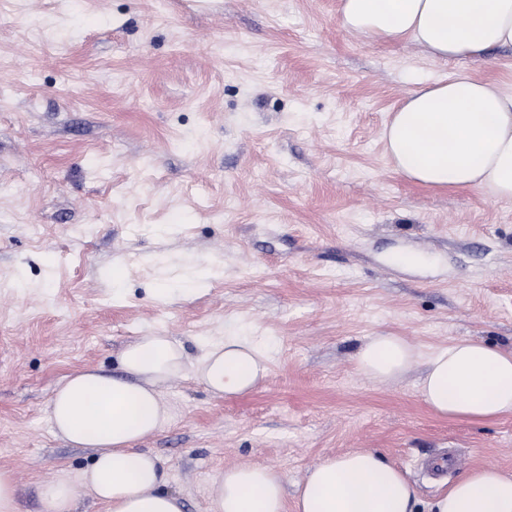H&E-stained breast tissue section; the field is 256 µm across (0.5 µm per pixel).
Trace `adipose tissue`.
Wrapping results in <instances>:
<instances>
[{
    "label": "adipose tissue",
    "instance_id": "obj_1",
    "mask_svg": "<svg viewBox=\"0 0 512 512\" xmlns=\"http://www.w3.org/2000/svg\"><path fill=\"white\" fill-rule=\"evenodd\" d=\"M339 24L375 39L411 40L432 57L483 59L512 46V0H342ZM387 155L406 179L428 187H474L512 201V96L461 72L410 94L383 131ZM424 360L422 401L436 414L486 421L512 414V352L470 340L428 356L405 338L380 333L359 350V369L380 381ZM122 377L99 369L68 375L50 403L57 437L92 449L81 482L106 512H183L169 471L136 443L172 418L162 390L188 373L213 395L238 396L267 375L264 346L230 335L189 360L172 337H136L120 356ZM285 477L258 464L224 469L211 481L209 512H287ZM406 474L376 452L328 458L297 486L296 512H417ZM432 512H512V476L494 468L460 477Z\"/></svg>",
    "mask_w": 512,
    "mask_h": 512
}]
</instances>
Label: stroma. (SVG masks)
Instances as JSON below:
<instances>
[{"label":"stroma","instance_id":"1","mask_svg":"<svg viewBox=\"0 0 512 512\" xmlns=\"http://www.w3.org/2000/svg\"><path fill=\"white\" fill-rule=\"evenodd\" d=\"M340 5L0 0V468L22 512L91 463L54 434L58 384L118 372L149 332L192 357L228 333L270 346L246 394L164 387L172 419L141 446L184 512L243 463L283 473L295 503L354 450L402 470L419 512L456 480L421 472L436 452L512 474V415L439 416L423 363L378 382L355 362L379 333L512 350V202L415 184L382 139L424 82L466 71L512 94V47L437 59L345 31Z\"/></svg>","mask_w":512,"mask_h":512}]
</instances>
